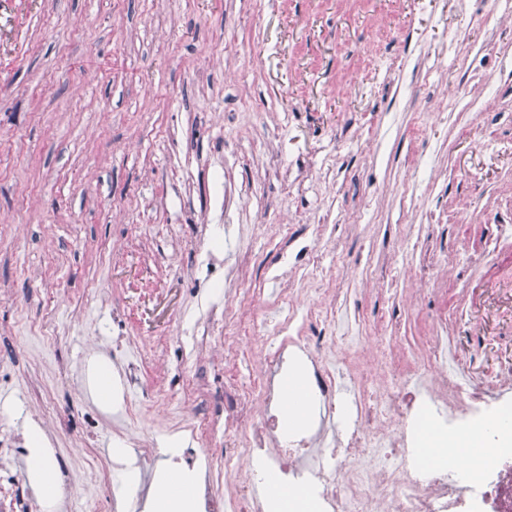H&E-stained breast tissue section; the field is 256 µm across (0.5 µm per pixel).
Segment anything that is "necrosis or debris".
Masks as SVG:
<instances>
[{"label": "necrosis or debris", "mask_w": 512, "mask_h": 512, "mask_svg": "<svg viewBox=\"0 0 512 512\" xmlns=\"http://www.w3.org/2000/svg\"><path fill=\"white\" fill-rule=\"evenodd\" d=\"M280 346L264 351L253 339L251 356L261 370L253 383L224 388V418H189L185 428L198 447L211 444L216 433L231 438L233 449L214 477L203 480L198 496L201 512H267L268 503L256 492L254 475L242 459L261 458L297 483L314 512H512V448L500 445L503 427L498 417L484 423L492 443L485 460L471 465L466 482L449 478L445 457L456 432L440 433L439 451H429L421 441L430 425V403H447L449 393L469 392V385L449 384L448 374L430 358L410 360L406 371L434 381L428 400L415 402L411 422H404L396 403L403 396L404 380L382 375L389 397L374 408L361 397L366 386L349 355L337 350L336 363L323 353L330 336H305L294 320L280 323ZM308 362L307 381L321 401L319 418L295 447L281 444L276 378L288 356ZM358 390L350 406H341L344 386ZM415 470L426 471L424 480L412 479Z\"/></svg>", "instance_id": "4bbe7bcc"}]
</instances>
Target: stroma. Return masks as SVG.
Segmentation results:
<instances>
[{"mask_svg":"<svg viewBox=\"0 0 512 512\" xmlns=\"http://www.w3.org/2000/svg\"><path fill=\"white\" fill-rule=\"evenodd\" d=\"M511 54L496 0H0V420L28 433L50 390L71 472L129 434L185 448L172 425L249 381L224 350L257 319L277 348L291 313L480 386L450 425L512 404ZM228 261L270 301L229 333L203 326ZM118 337L138 382L105 405L88 374ZM156 386L169 405L123 416ZM90 498L155 502L111 466L72 512Z\"/></svg>","mask_w":512,"mask_h":512,"instance_id":"1","label":"stroma"}]
</instances>
